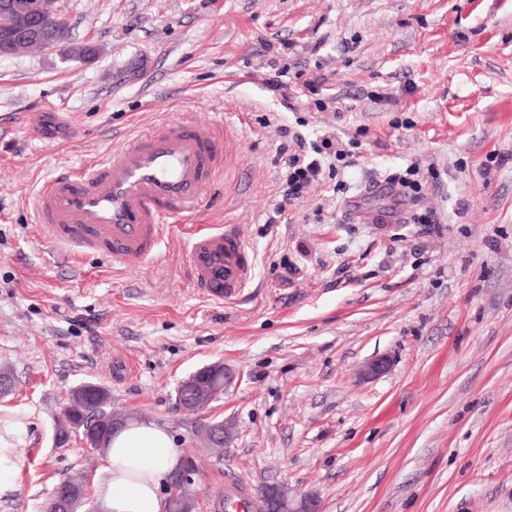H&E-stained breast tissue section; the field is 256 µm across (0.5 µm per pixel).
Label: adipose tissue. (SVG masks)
Segmentation results:
<instances>
[{"instance_id":"ef3b65f1","label":"adipose tissue","mask_w":512,"mask_h":512,"mask_svg":"<svg viewBox=\"0 0 512 512\" xmlns=\"http://www.w3.org/2000/svg\"><path fill=\"white\" fill-rule=\"evenodd\" d=\"M180 462L164 429L147 422L127 425L105 451L99 507L102 512H164L160 486Z\"/></svg>"}]
</instances>
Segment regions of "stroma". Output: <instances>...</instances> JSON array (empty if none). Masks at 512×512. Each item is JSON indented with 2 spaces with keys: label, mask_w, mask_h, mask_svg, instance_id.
Returning a JSON list of instances; mask_svg holds the SVG:
<instances>
[{
  "label": "stroma",
  "mask_w": 512,
  "mask_h": 512,
  "mask_svg": "<svg viewBox=\"0 0 512 512\" xmlns=\"http://www.w3.org/2000/svg\"><path fill=\"white\" fill-rule=\"evenodd\" d=\"M59 9L66 45L0 59V419H25L0 512H47L76 472L95 490L102 455L55 441L85 382L193 456L205 499L233 476L321 512H512V0ZM81 44L94 61L70 57ZM205 119L227 124V158L198 221L236 225L253 256L237 297L191 287L179 236L128 270L41 233L33 201L55 173ZM285 127L351 154L277 219ZM415 163L438 172L416 202L389 181ZM379 356L389 372L359 381ZM214 361L231 386L183 412L177 383ZM201 416L233 424L226 459L201 450Z\"/></svg>",
  "instance_id": "1"
}]
</instances>
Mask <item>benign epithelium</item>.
Returning <instances> with one entry per match:
<instances>
[{
    "mask_svg": "<svg viewBox=\"0 0 512 512\" xmlns=\"http://www.w3.org/2000/svg\"><path fill=\"white\" fill-rule=\"evenodd\" d=\"M67 41L68 27L58 13L57 0H0V59L15 56L29 45L56 48ZM389 367L388 358L377 357L364 365L360 376L372 379L385 373ZM180 387L184 395L182 408L191 413L199 412L202 409L200 395L206 391L202 374L183 379ZM127 423L125 418L112 417L107 430L86 432L83 447H105L107 431L116 432ZM204 433L216 444L222 445L229 438V431L222 423L204 425ZM198 474L196 462L184 459L179 468L169 475L170 493L180 496L179 512H200L201 499L196 490ZM77 496L78 491L73 487H57L54 491L57 512H70L71 502ZM258 496L263 512H320L319 501L312 496L301 498L296 505H285L278 484L260 487Z\"/></svg>",
    "mask_w": 512,
    "mask_h": 512,
    "instance_id": "1",
    "label": "benign epithelium"
}]
</instances>
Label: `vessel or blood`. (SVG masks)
<instances>
[{
	"label": "vessel or blood",
	"mask_w": 512,
	"mask_h": 512,
	"mask_svg": "<svg viewBox=\"0 0 512 512\" xmlns=\"http://www.w3.org/2000/svg\"><path fill=\"white\" fill-rule=\"evenodd\" d=\"M223 152L214 122L162 125L94 168L51 177L36 200L38 222L72 260L98 253L128 269L152 261L166 238L183 234L192 288L215 300L233 298L252 275L236 226L192 221L223 172Z\"/></svg>",
	"instance_id": "obj_1"
}]
</instances>
